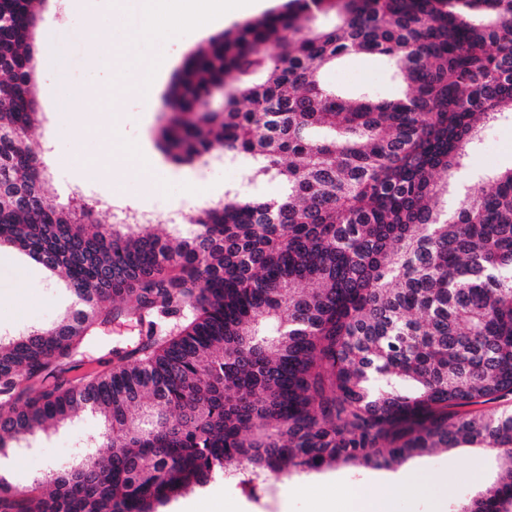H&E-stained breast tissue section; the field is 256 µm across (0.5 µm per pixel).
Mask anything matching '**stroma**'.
<instances>
[{"label":"stroma","instance_id":"stroma-1","mask_svg":"<svg viewBox=\"0 0 512 512\" xmlns=\"http://www.w3.org/2000/svg\"><path fill=\"white\" fill-rule=\"evenodd\" d=\"M67 3L43 0L37 30L39 122L31 135L46 145L44 163L53 176L55 200L80 195L97 205L98 220L108 222L112 213L100 203L114 196L122 197L128 207L158 214L179 206L190 217L195 213L187 202L193 184L203 186L207 197L214 199L223 196L228 186L267 199L280 195L279 181L249 183L242 165L177 164L158 143L164 100L184 58L210 38L235 30L239 19L206 31L187 29L164 38L145 36L138 53L145 66L161 75L156 89L148 91L124 59L94 61L87 55L93 27H113L110 0H87L73 11ZM143 26L137 0H128L123 23L113 27L114 35L120 38L126 29ZM117 75L124 79L118 97L113 94ZM325 79L351 95L367 92L381 100L393 99L402 90L392 67L371 54L344 58L326 72ZM66 86L86 99L100 101V108L58 111L57 98ZM115 148L121 149L123 158L113 162L111 175L103 179L90 175L82 163L83 155ZM467 163V171L458 175L462 184L471 177L512 166V119L482 123ZM19 268L25 272V285L15 288L11 278ZM75 307L73 295L60 279L22 251L0 248V338L50 327ZM138 343L139 328L129 314L98 324L67 377L72 380L86 370L111 368L116 353L130 351ZM98 431L97 417L80 414L68 426L38 434L25 446L8 445L0 452V471L17 487H31L35 480L84 456L82 438ZM496 477V461L490 452L437 448L414 452L391 467L336 464L273 477L263 490L255 492L239 477L218 475L206 486L172 498L158 512H347L353 492L385 484L395 491L393 512H454L458 500L485 490Z\"/></svg>","mask_w":512,"mask_h":512}]
</instances>
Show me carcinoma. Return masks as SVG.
<instances>
[{
    "instance_id": "carcinoma-1",
    "label": "carcinoma",
    "mask_w": 512,
    "mask_h": 512,
    "mask_svg": "<svg viewBox=\"0 0 512 512\" xmlns=\"http://www.w3.org/2000/svg\"><path fill=\"white\" fill-rule=\"evenodd\" d=\"M41 2L0 0V245L91 306L0 339V450L89 412L110 452L47 497L1 475L0 512H143L243 460L265 482L462 444L498 473L455 512H512V407L479 409L512 394V166L435 202L477 122L512 116V0H289L212 37L175 74L160 146L283 192L226 187L196 230L135 236L50 201L30 136ZM360 53L394 65L399 97L325 83ZM119 301L146 336L76 391L65 373Z\"/></svg>"
}]
</instances>
